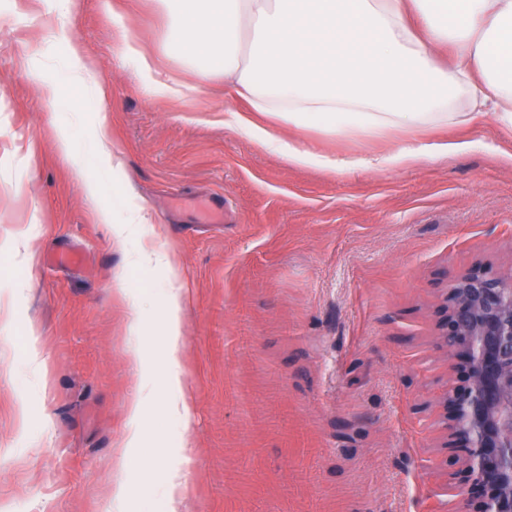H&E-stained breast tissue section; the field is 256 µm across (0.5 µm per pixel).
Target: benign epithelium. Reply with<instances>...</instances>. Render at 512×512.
Listing matches in <instances>:
<instances>
[{
	"label": "benign epithelium",
	"mask_w": 512,
	"mask_h": 512,
	"mask_svg": "<svg viewBox=\"0 0 512 512\" xmlns=\"http://www.w3.org/2000/svg\"><path fill=\"white\" fill-rule=\"evenodd\" d=\"M439 331L463 371L444 401L447 447L465 450L464 483L485 491L475 512H512V278L450 277Z\"/></svg>",
	"instance_id": "benign-epithelium-1"
}]
</instances>
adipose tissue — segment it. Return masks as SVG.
<instances>
[{
  "label": "adipose tissue",
  "mask_w": 512,
  "mask_h": 512,
  "mask_svg": "<svg viewBox=\"0 0 512 512\" xmlns=\"http://www.w3.org/2000/svg\"><path fill=\"white\" fill-rule=\"evenodd\" d=\"M177 27L181 54L204 60L205 73L223 74L225 96L245 104V111L229 110V125L294 166L343 170L352 162L281 140L251 121L250 113L270 114L297 132L407 134L397 155L365 158L366 167L466 152L470 142L425 143L418 136L488 114L512 132V0H196L195 8L178 13ZM442 48L453 52L445 67L435 63ZM132 261L167 272L166 372L159 382L151 366L141 368L123 449L114 461L120 472L142 446L149 404L182 427L191 424L177 369L180 268L170 253L153 248Z\"/></svg>",
  "instance_id": "obj_1"
}]
</instances>
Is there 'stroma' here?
<instances>
[{"label": "stroma", "mask_w": 512, "mask_h": 512, "mask_svg": "<svg viewBox=\"0 0 512 512\" xmlns=\"http://www.w3.org/2000/svg\"><path fill=\"white\" fill-rule=\"evenodd\" d=\"M175 41L157 0H77L65 18L53 0H0V512H115L120 481L126 512H167L146 492L163 468L183 475L179 512H459L442 402L460 373L437 310L449 276L512 274V136L486 117L440 130L464 153L292 167L225 126L223 76L179 61ZM74 45L85 87L68 82ZM102 125L115 180L94 154ZM304 139L358 158L402 137ZM132 196L144 222L119 240L99 213ZM143 246L189 285L192 424L177 436L146 408L121 473L140 363L164 369L167 273L130 265ZM69 250L80 264L54 266ZM58 140L60 151L63 152L71 161L74 178L82 184L88 196L96 197L99 194L100 186L98 182L87 177L85 165L82 159L75 154L73 143L69 135L62 132L59 135Z\"/></svg>", "instance_id": "stroma-1"}]
</instances>
